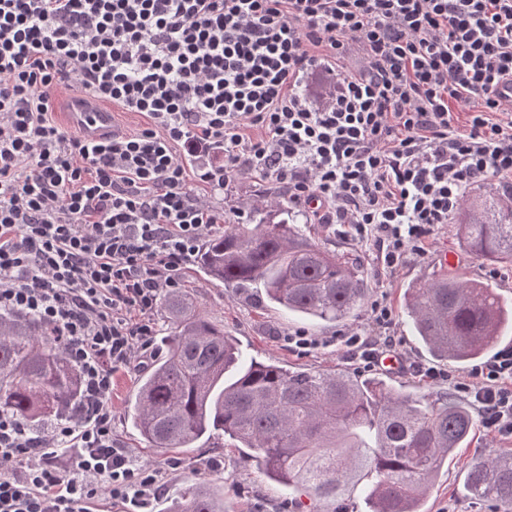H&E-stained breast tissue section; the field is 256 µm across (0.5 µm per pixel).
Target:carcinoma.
Listing matches in <instances>:
<instances>
[{"label": "carcinoma", "mask_w": 512, "mask_h": 512, "mask_svg": "<svg viewBox=\"0 0 512 512\" xmlns=\"http://www.w3.org/2000/svg\"><path fill=\"white\" fill-rule=\"evenodd\" d=\"M229 224L197 255L201 271L235 291L309 319L360 317L370 289L360 262L272 219ZM462 239L478 259L512 263V209L492 194L464 203ZM408 324L430 355L466 364L485 356L512 327V306L489 284L441 272L404 296ZM162 312L174 330L162 357L139 380L133 426L152 448H190L223 436L256 459L271 480L343 506L362 497L365 512H420L448 458L467 441L474 418L450 394L415 397L383 377L309 372L246 357L224 329L181 292ZM77 367L33 317L0 314V414L38 429L78 405ZM466 497L512 509V456L464 464ZM166 512H224V494L189 488Z\"/></svg>", "instance_id": "carcinoma-1"}]
</instances>
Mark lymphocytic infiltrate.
Returning a JSON list of instances; mask_svg holds the SVG:
<instances>
[{"label": "lymphocytic infiltrate", "instance_id": "obj_1", "mask_svg": "<svg viewBox=\"0 0 512 512\" xmlns=\"http://www.w3.org/2000/svg\"><path fill=\"white\" fill-rule=\"evenodd\" d=\"M503 81L512 0H0V313L34 317L83 386L42 434L0 414V512L153 495L156 474L112 437V376L147 355L162 294L223 223L208 193L243 173L285 184L395 274L470 189L512 193ZM67 90L146 123L67 131L49 114ZM417 374L512 439V347ZM62 448L78 478L58 472Z\"/></svg>", "mask_w": 512, "mask_h": 512}]
</instances>
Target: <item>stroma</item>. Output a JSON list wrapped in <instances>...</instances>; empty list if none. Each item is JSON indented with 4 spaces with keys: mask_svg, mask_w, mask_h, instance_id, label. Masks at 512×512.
<instances>
[{
    "mask_svg": "<svg viewBox=\"0 0 512 512\" xmlns=\"http://www.w3.org/2000/svg\"><path fill=\"white\" fill-rule=\"evenodd\" d=\"M270 198L285 202V185L255 174H243L225 185L223 192L214 196L213 202L224 208L230 219L245 224L260 202ZM283 217L337 255L361 261L371 297H385L394 314V323L388 330L394 338L392 352L407 363L406 370L390 376L396 389L420 396L448 389L447 382H430L414 372L415 367H430L434 361L419 347L405 323L403 298L409 285L439 272L437 257L442 251L448 250L457 255L458 262L453 267L455 273L488 282L502 298L512 302V266L492 264L471 255L460 239L456 225L435 227L426 244L425 254L410 257L399 271L390 276L382 271L374 246L357 242L343 226L316 223L306 215L304 208L295 206L286 207ZM183 289L198 311L211 323L223 328L225 335L233 337L246 355L291 370L359 372L357 360L346 348L334 343L333 338L336 333L347 330L362 334L374 331L366 316L340 322L302 320L254 296L233 292L210 281L193 262L184 270ZM295 331L329 339L330 344L307 353L291 349L286 336ZM144 370V365L137 363L114 373L112 377V436L117 445L128 452L135 465L157 473L161 487L156 496L151 497L148 509L112 500L104 494L95 504L97 512H165L172 498L189 485L223 490L224 512H334V504L323 501L310 503L295 491L270 480L256 460L240 461L238 452L223 440L203 439L197 447L183 449L178 454L146 447L128 416L138 379ZM499 453H512V440L493 441L485 437L481 429H474L469 443L457 449L441 470L424 501L422 512H493V504L476 503L463 496L462 473L464 463L472 456ZM215 460L220 461V468H212L211 463Z\"/></svg>",
    "mask_w": 512,
    "mask_h": 512,
    "instance_id": "1",
    "label": "stroma"
}]
</instances>
